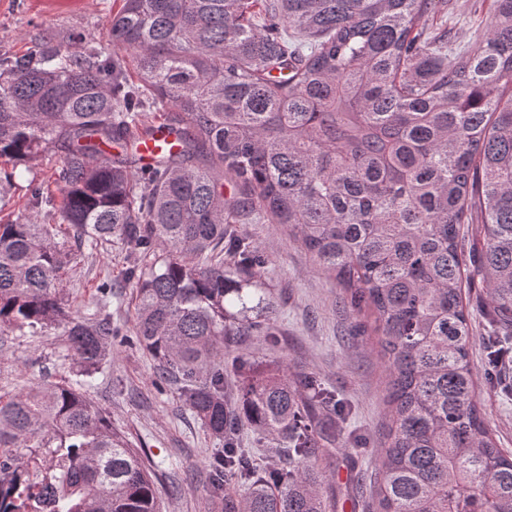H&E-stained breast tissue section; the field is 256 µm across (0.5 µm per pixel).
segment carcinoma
<instances>
[{
  "mask_svg": "<svg viewBox=\"0 0 512 512\" xmlns=\"http://www.w3.org/2000/svg\"><path fill=\"white\" fill-rule=\"evenodd\" d=\"M434 0H124L112 50L52 40L0 58V160L60 153L31 187L54 223L0 224V328L52 331L75 377L0 395V512H161L155 479L88 394L112 355V285L72 312L74 252L118 246L133 283L131 341L160 368L222 453L224 512H335L317 462L335 445L334 395L317 377L235 361L224 337L267 336L263 259L228 224L288 228L374 316L390 375L376 450L375 512H512V454L476 401L478 280L512 329V0H492L473 51L417 27ZM176 149L142 164L153 114ZM117 152H112V149ZM234 192L224 195V179ZM472 247L460 244L473 208ZM229 253L232 265L224 264ZM270 439L288 468L257 474L239 432ZM14 448H43L42 478Z\"/></svg>",
  "mask_w": 512,
  "mask_h": 512,
  "instance_id": "carcinoma-1",
  "label": "carcinoma"
}]
</instances>
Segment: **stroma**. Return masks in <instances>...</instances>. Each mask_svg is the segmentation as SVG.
Segmentation results:
<instances>
[{"mask_svg": "<svg viewBox=\"0 0 512 512\" xmlns=\"http://www.w3.org/2000/svg\"><path fill=\"white\" fill-rule=\"evenodd\" d=\"M122 0H0V58H13L33 49L41 38L76 45L78 51L107 45L106 21L120 10ZM490 10L484 0H438L435 11L424 14L419 28L445 34L453 48L477 47L486 37ZM84 35L74 44L76 35ZM60 163L50 151L26 164L0 163V224L36 217L30 204V182L49 183ZM235 232L261 252L264 281L273 290L270 325L278 334L276 346L255 336H228L224 356L252 354L256 363H276L293 372L319 377L348 405L346 419L336 422L337 438L353 434L359 446L336 449L321 460L324 492L346 488L338 512H371L375 453L386 434L388 373L378 352L374 318L369 312L345 308L343 289L317 267L281 224H257L241 218ZM128 264L119 248L78 256L66 278L64 296L72 309H81L96 295L99 283L109 280L123 288L112 303V359L97 374L91 398L109 412L114 428L133 446L145 447L156 474L164 512H214L208 492L207 470L218 443L193 417L178 394H158L156 363L139 348L124 342L134 307L125 282ZM465 302L473 313L471 360L478 380V405L485 414L498 447L512 452V367L493 366L491 356L512 344L501 336L493 320L486 292L475 284L466 289ZM73 364L59 337L50 333L0 331V394H12L49 380L70 376Z\"/></svg>", "mask_w": 512, "mask_h": 512, "instance_id": "obj_1", "label": "stroma"}]
</instances>
